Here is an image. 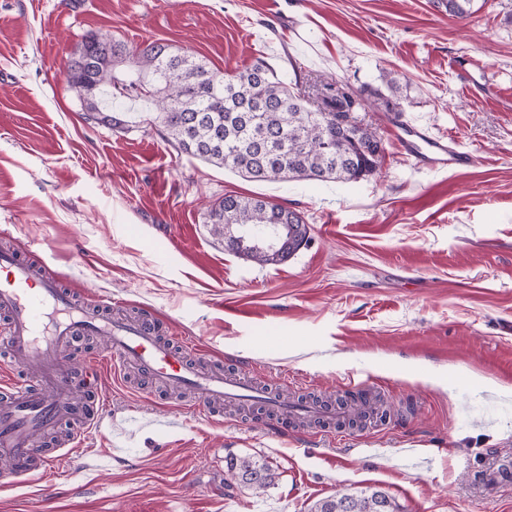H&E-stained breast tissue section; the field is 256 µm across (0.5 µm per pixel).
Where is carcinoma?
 <instances>
[{"label":"carcinoma","mask_w":512,"mask_h":512,"mask_svg":"<svg viewBox=\"0 0 512 512\" xmlns=\"http://www.w3.org/2000/svg\"><path fill=\"white\" fill-rule=\"evenodd\" d=\"M437 2L451 17L472 14L473 0ZM66 77L86 120L122 129L126 120L113 112L112 103L137 100L179 152L258 182L364 180L377 172L384 147L377 128L363 123L359 113L373 107L388 118L399 117L398 104L381 93L371 103L365 91L336 82L313 90L300 75L288 82L262 63L219 74L169 44L130 49L107 32L84 37ZM206 223L226 249L260 264L288 259L307 240L308 225L299 212L263 197L226 195L207 212ZM264 224L280 226L281 253L268 254L242 234ZM227 468L257 491L277 477L260 460L232 458ZM309 512H397V507L382 491L366 488L321 499Z\"/></svg>","instance_id":"cac0c4a2"}]
</instances>
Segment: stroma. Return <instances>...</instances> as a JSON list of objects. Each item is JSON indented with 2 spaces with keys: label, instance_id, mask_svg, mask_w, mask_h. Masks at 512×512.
Returning <instances> with one entry per match:
<instances>
[{
  "label": "stroma",
  "instance_id": "stroma-1",
  "mask_svg": "<svg viewBox=\"0 0 512 512\" xmlns=\"http://www.w3.org/2000/svg\"><path fill=\"white\" fill-rule=\"evenodd\" d=\"M161 40L234 72L323 75L392 96L471 152L464 169L417 165L379 112L385 155L352 183L256 182L181 154L149 113L122 130L85 120L66 80L83 36ZM469 55L492 79L468 89ZM395 87H388V79ZM267 197L308 225L287 260L225 249L205 216L227 195ZM37 240L47 252H30ZM29 251L77 298L109 297L194 340L209 364L246 363L261 384L345 395L378 377L389 417L281 431L262 408L200 418L163 387L104 371L116 420L142 428L87 439L48 477L0 486V512H309L371 487L399 512H512V487L476 481L512 457V0H474L464 20L432 0H0V244ZM480 378L449 382L448 369ZM178 431L149 427L161 410ZM371 448H416L415 467ZM266 461L262 491L230 479L228 458Z\"/></svg>",
  "mask_w": 512,
  "mask_h": 512
}]
</instances>
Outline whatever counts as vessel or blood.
Listing matches in <instances>:
<instances>
[{
    "instance_id": "obj_1",
    "label": "vessel or blood",
    "mask_w": 512,
    "mask_h": 512,
    "mask_svg": "<svg viewBox=\"0 0 512 512\" xmlns=\"http://www.w3.org/2000/svg\"><path fill=\"white\" fill-rule=\"evenodd\" d=\"M399 129L406 150L419 165L461 169L473 162L472 155L455 140L428 125L404 121ZM0 313L7 318L11 357L41 375L36 389L19 381L0 386V455L13 462L12 470L0 473L1 484L27 475L49 474L66 461V453L44 456L35 446L41 435L66 417H77L80 423L79 432L67 441L69 451L78 449L83 433L111 432L112 420L104 413L103 400L89 399L88 393L100 370L115 360L122 367L135 369L139 378L193 389L196 397L190 408L200 417L213 415L223 402L242 400L260 405L277 419L309 418L331 431L350 413L346 406L278 396L254 383L245 368L228 374L202 371L182 348L162 336L155 319L142 316L133 320L106 307L95 311L89 303H76L70 289L60 287L39 267L10 250L0 252ZM86 336L101 337L105 354L87 361L76 375L69 372L61 349ZM376 385V378L368 377L352 380L347 386L370 414L376 410Z\"/></svg>"
}]
</instances>
